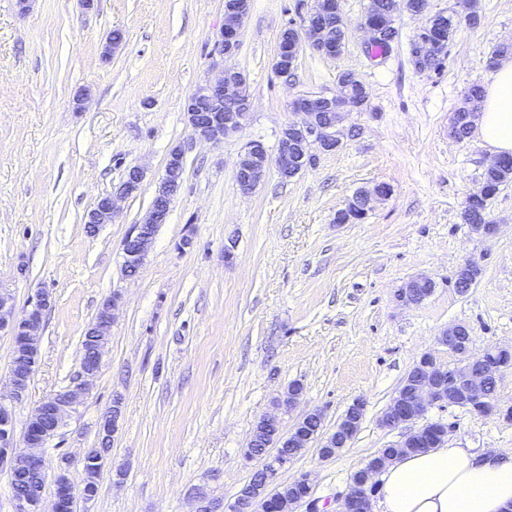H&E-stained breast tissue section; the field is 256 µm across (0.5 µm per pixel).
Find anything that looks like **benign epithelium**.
Returning a JSON list of instances; mask_svg holds the SVG:
<instances>
[{
  "mask_svg": "<svg viewBox=\"0 0 512 512\" xmlns=\"http://www.w3.org/2000/svg\"><path fill=\"white\" fill-rule=\"evenodd\" d=\"M250 10V0H225L224 25L217 36L213 52L223 61L218 77L203 85L199 93L203 94L208 103V111L192 112L189 115L188 127L191 137L208 142H220L230 133L241 130L248 115L249 98L247 86L242 72L232 64L241 38V31ZM322 16V22H312L313 14ZM338 19V24L346 25L343 17L336 16V0H316L315 7L310 9L295 27L289 22L280 32L274 67L281 75H289L298 66L303 45L323 50L330 41L331 27L328 23ZM323 94H306L292 102L297 119L283 129L274 154H269L263 143L253 141L249 150L260 159L258 163L246 164L238 159L235 166L236 183L241 193H252L267 175L275 169L280 178L296 172L300 157L298 149L307 144L314 152H329L341 144L339 126L345 121L350 109L349 99L342 93L329 95V105L336 111L324 114L320 112ZM228 103L238 105V110L222 111ZM179 172L175 165L165 167L160 187L156 192L159 206L148 210L143 220L133 225L122 244L123 270L126 276L133 277L141 268L146 253L154 241V234L149 225L166 222L171 202L168 201L170 179ZM144 179V170L139 166L131 167V177L121 182L106 195L100 210H93L88 215L86 227L91 234L96 233L102 224L112 222L116 208V200L125 199L137 192ZM389 188L379 184L374 191L357 193V205L364 211L371 209L375 198L388 196ZM434 283L427 277H417L409 281L399 290L398 299L410 303L415 288H432ZM122 296L114 293L100 305L101 318L88 325L85 334L95 337L91 356L81 366V372L73 385L54 393L44 400L32 413L25 426V444L19 448L15 444L13 425V408L26 396L28 382L38 364L40 356V340L43 330L45 312L51 307L52 296L49 291H37L35 298L26 309L17 314L14 311L12 294L0 287V333H5L13 340L23 344L24 356L11 362L10 390L0 394V466L7 467L13 473H40L42 483L53 481L54 495L50 512H70L75 496L85 502L96 498L98 489H89L81 483L74 482L68 465L69 460L63 459V466L48 478L42 469L40 459L44 449L59 435L64 425L65 416L76 409L88 390L89 379L99 371L102 355L106 348L102 337L107 335L115 320V311L119 307ZM466 328L462 324H454L443 333L440 343L448 347V352L457 357L453 366L441 364L430 352L422 354L414 365V381L411 388L403 393L397 392L392 398L381 418L385 427H397L412 423L424 416L432 406H479V415H490L495 411V404L485 396V387L489 380L499 383L502 380L503 366H490L482 362L483 353L473 349L464 342ZM364 402L358 401L351 405L347 414L341 417L333 432L320 435V446L323 448L343 449L348 446L351 438L356 436L357 425L361 421ZM121 418L120 400L113 402L99 423V430L106 435V440L118 430ZM430 431L423 425L404 436L399 447L420 448L428 442ZM266 471L264 487L272 491L273 498L264 497L261 488L244 491L231 506V512H269L268 505L275 499L283 504L281 512H295V509L310 498V495L297 496L286 487L309 486L308 474L303 473L294 481L286 484L276 483L272 470L261 466ZM368 472L360 473L354 479L351 494L344 503L343 512H370V498L367 484ZM44 488H20L14 493L16 512H45L43 508Z\"/></svg>",
  "mask_w": 512,
  "mask_h": 512,
  "instance_id": "obj_1",
  "label": "benign epithelium"
}]
</instances>
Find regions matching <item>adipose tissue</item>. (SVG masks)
<instances>
[{
  "mask_svg": "<svg viewBox=\"0 0 512 512\" xmlns=\"http://www.w3.org/2000/svg\"><path fill=\"white\" fill-rule=\"evenodd\" d=\"M476 125L512 154V59L492 73ZM376 512H512V455L447 445L405 455L383 470Z\"/></svg>",
  "mask_w": 512,
  "mask_h": 512,
  "instance_id": "obj_1",
  "label": "adipose tissue"
}]
</instances>
